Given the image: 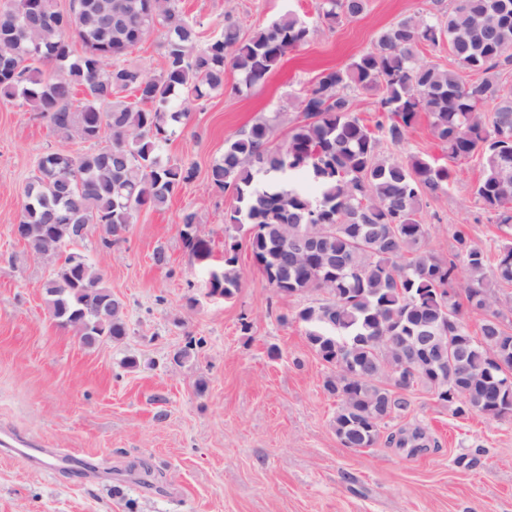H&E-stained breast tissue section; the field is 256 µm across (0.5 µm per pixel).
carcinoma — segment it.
<instances>
[{
    "label": "carcinoma",
    "instance_id": "cac0c4a2",
    "mask_svg": "<svg viewBox=\"0 0 512 512\" xmlns=\"http://www.w3.org/2000/svg\"><path fill=\"white\" fill-rule=\"evenodd\" d=\"M40 16L22 14L19 0L0 9V99L22 98L46 116L64 141L111 145L74 154H44L24 189L22 239L37 257H58L61 240L101 227V243L122 239L135 214L162 209L196 175L195 166L164 157V148L190 118L189 105L224 89V73L239 75L240 92L264 81L288 52L304 44L310 27L285 13L250 37L224 20L201 48L200 24L184 18L177 0H33ZM367 0H319L330 25L362 16ZM162 36L164 67L156 76L120 62L127 52ZM457 68L420 61V47L443 41ZM81 44L82 51L74 49ZM56 68L45 74L44 65ZM512 69V0H452L445 12L405 17L385 28L374 48L343 69H327L298 105L301 120L278 145L272 126L254 123L229 140L209 168L208 181L235 201L228 223L246 229L253 262L280 294L323 293L300 308L309 345L331 372L325 389L338 399L333 418L346 448H371L381 427L410 402L397 383L404 374L448 404L457 417L512 418V331L500 319L498 287L512 284V242L496 253L471 242L455 226L456 252L442 258L427 245L419 218L426 195L449 190L452 169L418 154L387 159L379 147L400 145L430 119L448 161L477 155L483 175L478 205L512 224V89L500 74ZM476 75L465 80L460 71ZM382 90L374 124L353 108L350 91ZM126 93L133 100L121 99ZM83 103L72 106L77 95ZM320 187L311 199L295 181ZM263 175L265 180L258 181ZM198 213L184 211L180 234L204 263L210 248L197 234ZM238 243L213 268L210 294L228 298L240 287ZM466 270L457 278L458 265ZM495 268L494 277L487 275ZM76 251L56 265L45 286L54 319L75 328L82 342L119 341L127 334L123 304ZM480 315L479 336L468 332L459 295ZM441 325L429 345L410 354L408 342ZM443 356V364L437 357ZM420 430L390 436L397 448H416Z\"/></svg>",
    "mask_w": 512,
    "mask_h": 512
}]
</instances>
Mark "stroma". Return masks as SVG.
Segmentation results:
<instances>
[{"mask_svg": "<svg viewBox=\"0 0 512 512\" xmlns=\"http://www.w3.org/2000/svg\"><path fill=\"white\" fill-rule=\"evenodd\" d=\"M202 39L231 17L244 35L294 13L311 28L264 82L224 88L192 109L166 148L194 164L195 179L161 209L140 210L111 248L90 227L80 251L124 304L128 333L118 342L84 345L51 315L44 284L54 262L30 253L14 234L23 190L39 158L90 143L63 141L23 99H0V428L40 450L27 464L0 452V512H512V420L455 417L425 387L371 448H346L332 420L337 398L329 373L309 346L297 310L311 294L282 295L255 270L244 232L226 224L230 195L207 180L226 140L259 118H274L280 143L300 118V97L327 68H344L369 51L381 30L439 11L437 0H368L364 15L328 26L315 0H178ZM384 156L442 157L421 118ZM449 191L423 197L428 244L449 256L456 225L478 245L511 240L512 227L476 203L478 159L453 165ZM198 212L197 231L213 263L239 242L241 286L225 299L209 293L207 270L185 248L179 217ZM164 248L170 263L151 257ZM277 347L281 359H269ZM187 359H179L182 350ZM421 429L417 451L389 445L399 430Z\"/></svg>", "mask_w": 512, "mask_h": 512, "instance_id": "1", "label": "stroma"}]
</instances>
